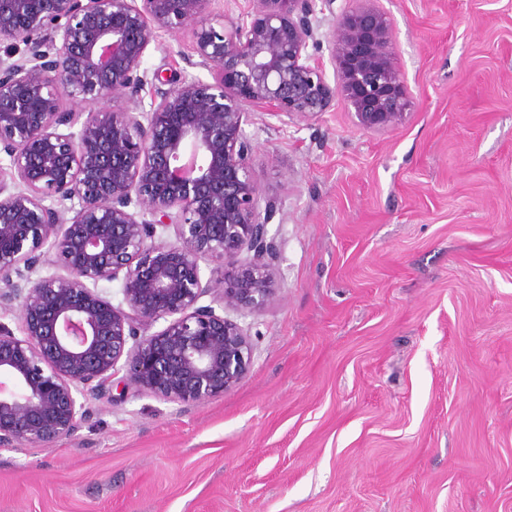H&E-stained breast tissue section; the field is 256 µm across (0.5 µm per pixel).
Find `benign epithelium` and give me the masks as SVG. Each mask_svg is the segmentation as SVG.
Returning <instances> with one entry per match:
<instances>
[{
	"label": "benign epithelium",
	"instance_id": "1",
	"mask_svg": "<svg viewBox=\"0 0 512 512\" xmlns=\"http://www.w3.org/2000/svg\"><path fill=\"white\" fill-rule=\"evenodd\" d=\"M215 0H0V447L74 435L85 399L119 369L169 403L235 389L254 363L247 329L227 312L272 298L274 204L261 202L244 126L252 109L312 118L342 100L361 129L387 133L411 96L377 0H351L326 34L334 83L319 59L315 0H249L244 18ZM221 30H216L215 25ZM191 34L190 68L149 105V45ZM80 99L89 112L65 109ZM123 98L132 111L107 102ZM174 229L177 243L163 239ZM58 272L33 277L44 246ZM210 257L224 280L201 274ZM121 282V303L99 291ZM212 296V304L200 300ZM221 311H216V308ZM164 321L149 335L140 330Z\"/></svg>",
	"mask_w": 512,
	"mask_h": 512
}]
</instances>
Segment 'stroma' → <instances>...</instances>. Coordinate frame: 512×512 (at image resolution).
Wrapping results in <instances>:
<instances>
[{"mask_svg": "<svg viewBox=\"0 0 512 512\" xmlns=\"http://www.w3.org/2000/svg\"><path fill=\"white\" fill-rule=\"evenodd\" d=\"M380 4L403 124L245 126L277 251L250 374L186 404L111 378L74 436L0 448V512H512V0Z\"/></svg>", "mask_w": 512, "mask_h": 512, "instance_id": "1", "label": "stroma"}]
</instances>
